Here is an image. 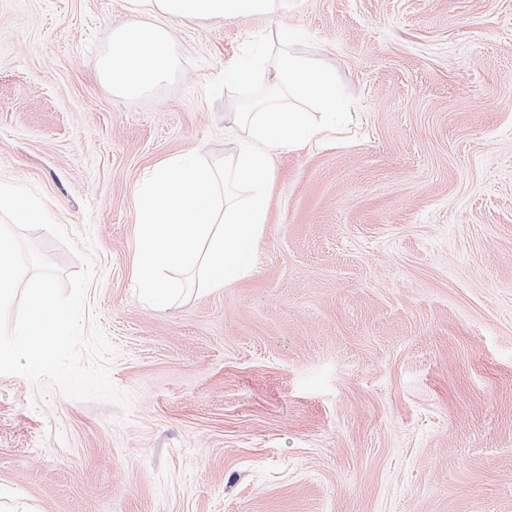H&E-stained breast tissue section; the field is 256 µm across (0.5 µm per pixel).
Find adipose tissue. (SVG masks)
Here are the masks:
<instances>
[{"mask_svg":"<svg viewBox=\"0 0 512 512\" xmlns=\"http://www.w3.org/2000/svg\"><path fill=\"white\" fill-rule=\"evenodd\" d=\"M142 14L140 22L113 29L101 77L126 97L139 96L164 80L173 69L172 37L158 18L176 22L232 19L274 12L275 0H129Z\"/></svg>","mask_w":512,"mask_h":512,"instance_id":"ef3b65f1","label":"adipose tissue"}]
</instances>
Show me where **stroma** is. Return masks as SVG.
I'll return each instance as SVG.
<instances>
[{
    "label": "stroma",
    "instance_id": "1",
    "mask_svg": "<svg viewBox=\"0 0 512 512\" xmlns=\"http://www.w3.org/2000/svg\"><path fill=\"white\" fill-rule=\"evenodd\" d=\"M128 0H0V180L92 263L129 407L0 374V485L20 512H512V0H280L175 23L169 76L100 78ZM303 30L347 128L274 159L251 272L169 307L131 274V196L173 155L244 139L205 85Z\"/></svg>",
    "mask_w": 512,
    "mask_h": 512
}]
</instances>
